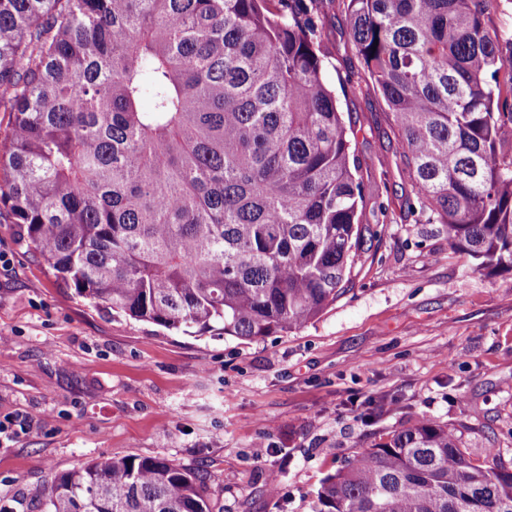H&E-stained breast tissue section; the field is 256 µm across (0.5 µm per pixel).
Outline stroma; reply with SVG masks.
<instances>
[{
	"mask_svg": "<svg viewBox=\"0 0 512 512\" xmlns=\"http://www.w3.org/2000/svg\"><path fill=\"white\" fill-rule=\"evenodd\" d=\"M325 79L375 233L317 320L257 341L189 336L91 306L0 216V512H41L51 475L157 457L209 476L217 512H311L322 479L424 417L512 460V271L477 269L408 211L397 129L345 0H319Z\"/></svg>",
	"mask_w": 512,
	"mask_h": 512,
	"instance_id": "35a3bbf8",
	"label": "stroma"
}]
</instances>
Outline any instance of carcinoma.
I'll return each mask as SVG.
<instances>
[{
  "label": "carcinoma",
  "mask_w": 512,
  "mask_h": 512,
  "mask_svg": "<svg viewBox=\"0 0 512 512\" xmlns=\"http://www.w3.org/2000/svg\"><path fill=\"white\" fill-rule=\"evenodd\" d=\"M490 2L348 11L398 127L410 208L477 267L512 268V37L486 26ZM314 7L0 0V205L65 287L115 315L249 341L344 294L367 186ZM41 497L44 512H214L207 476L162 458H103ZM313 512H512V473L422 419L323 478Z\"/></svg>",
  "instance_id": "cac0c4a2"
}]
</instances>
